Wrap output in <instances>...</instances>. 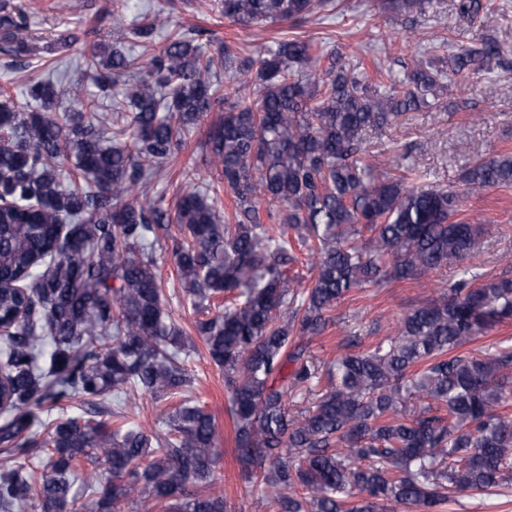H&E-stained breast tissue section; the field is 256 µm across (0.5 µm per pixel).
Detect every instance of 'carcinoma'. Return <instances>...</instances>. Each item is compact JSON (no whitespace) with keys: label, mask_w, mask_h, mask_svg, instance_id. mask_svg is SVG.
<instances>
[{"label":"carcinoma","mask_w":512,"mask_h":512,"mask_svg":"<svg viewBox=\"0 0 512 512\" xmlns=\"http://www.w3.org/2000/svg\"><path fill=\"white\" fill-rule=\"evenodd\" d=\"M432 4L393 2L420 15ZM212 9L251 28L296 24L341 2L212 0ZM164 23L157 13L129 24L116 14L128 46L85 57L119 113L110 130L93 101L84 112L53 110L51 75L29 86L37 108L28 112L0 85V197L10 201L0 208V319L10 325L0 336V445L10 457L0 465V512H68L84 457L112 474L83 473L91 512H114L120 501L136 512H228L209 489L219 454L202 406L174 408L158 433L109 427L108 398L121 410L135 391L165 402L192 383L152 258L162 240L172 242L207 355L224 369L237 459L274 512H434L455 493L512 483V349L456 353L512 321V279L463 269L448 291L401 318L398 337L329 363L310 415L295 418L284 401L318 374L308 340L341 299L426 277L480 249L484 229L460 218L463 199L512 189V153L470 163L461 191L361 166L367 132L449 94L439 57L382 91L302 37L260 43L246 58L176 30L137 67L131 51L153 44ZM28 28L26 12L0 4V53L29 55ZM503 54L487 40L448 64L466 77ZM221 91L227 109L204 163L219 172L231 206L219 210V188L196 164L175 207L160 197L126 201ZM265 198L281 204L275 226L261 221ZM296 244L312 261L302 290L290 274ZM64 400L86 414L42 419ZM42 454L48 474L38 479L26 461Z\"/></svg>","instance_id":"obj_1"}]
</instances>
